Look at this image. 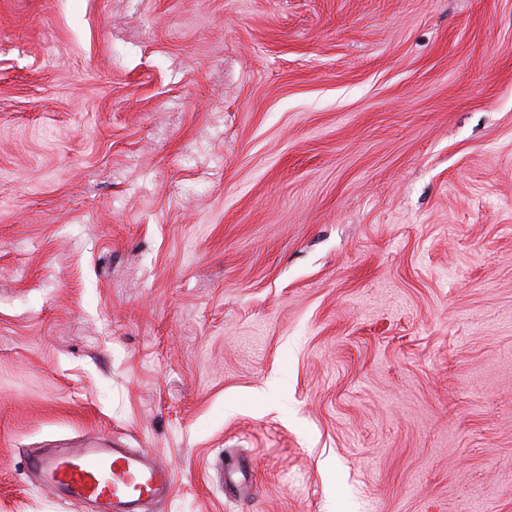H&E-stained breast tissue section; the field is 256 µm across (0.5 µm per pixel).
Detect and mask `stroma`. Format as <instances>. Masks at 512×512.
Wrapping results in <instances>:
<instances>
[{
	"label": "stroma",
	"instance_id": "stroma-1",
	"mask_svg": "<svg viewBox=\"0 0 512 512\" xmlns=\"http://www.w3.org/2000/svg\"><path fill=\"white\" fill-rule=\"evenodd\" d=\"M98 437L142 512H512V0H0V512Z\"/></svg>",
	"mask_w": 512,
	"mask_h": 512
}]
</instances>
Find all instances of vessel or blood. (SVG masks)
I'll return each instance as SVG.
<instances>
[{"instance_id":"b4317fda","label":"vessel or blood","mask_w":512,"mask_h":512,"mask_svg":"<svg viewBox=\"0 0 512 512\" xmlns=\"http://www.w3.org/2000/svg\"><path fill=\"white\" fill-rule=\"evenodd\" d=\"M30 466L45 484L73 500L93 503L98 512H140L144 499L172 487V473L164 466L104 440L32 457Z\"/></svg>"}]
</instances>
